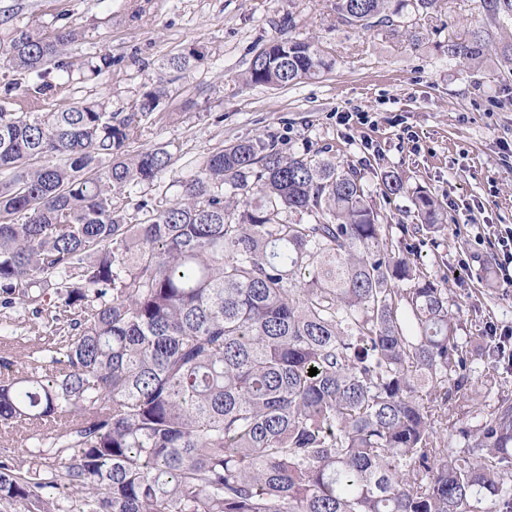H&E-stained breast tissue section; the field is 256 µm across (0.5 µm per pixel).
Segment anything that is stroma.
Here are the masks:
<instances>
[{"label":"stroma","instance_id":"1","mask_svg":"<svg viewBox=\"0 0 512 512\" xmlns=\"http://www.w3.org/2000/svg\"><path fill=\"white\" fill-rule=\"evenodd\" d=\"M63 22L79 30L69 56L113 60L111 72L74 85L72 100L112 113L136 111L164 58L190 46L203 53L131 144L168 147L172 163L130 202L173 199L214 148L270 135L286 152L357 171L385 223H411L410 192L438 198L452 223L408 247L447 276L463 335L500 350L491 376L474 374L467 405L488 412L491 380L512 394V264L501 263L512 229V74L492 54L477 69L448 55L449 41L486 24L479 0H443L428 14L408 7L393 26L369 30L338 19L335 0H0V35ZM288 37L316 38L332 72L281 90L245 84L254 50ZM342 112L368 122L344 126ZM385 171L398 172L408 194L383 196Z\"/></svg>","mask_w":512,"mask_h":512}]
</instances>
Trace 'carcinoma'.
I'll return each instance as SVG.
<instances>
[{
  "label": "carcinoma",
  "mask_w": 512,
  "mask_h": 512,
  "mask_svg": "<svg viewBox=\"0 0 512 512\" xmlns=\"http://www.w3.org/2000/svg\"><path fill=\"white\" fill-rule=\"evenodd\" d=\"M335 7L367 30L406 3ZM481 7L512 21V0ZM78 36L0 39L24 76L0 100V307L31 313L38 333L0 379V425L52 430L40 462L0 461V512H512V396L448 420L472 337L402 249L444 228L442 203L418 192L419 223L384 224L357 173L271 138L207 153L176 198H143L132 217L117 199L172 154L128 145L170 94L164 73L202 52L163 59L136 112H44L112 71L108 52L64 57ZM490 43L476 29L448 55L476 66ZM333 65L314 40L274 39L243 80L285 88ZM381 181L408 192L395 172Z\"/></svg>",
  "instance_id": "1"
}]
</instances>
